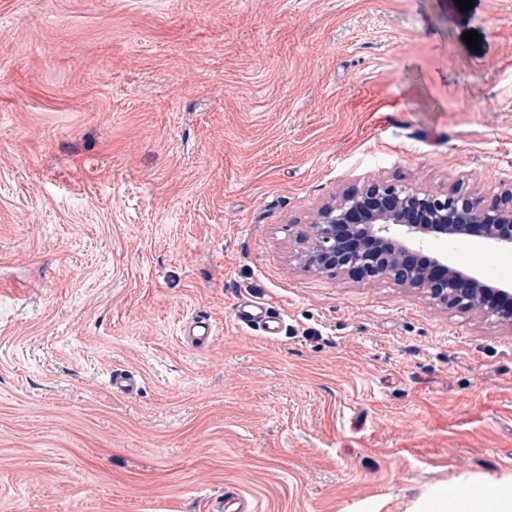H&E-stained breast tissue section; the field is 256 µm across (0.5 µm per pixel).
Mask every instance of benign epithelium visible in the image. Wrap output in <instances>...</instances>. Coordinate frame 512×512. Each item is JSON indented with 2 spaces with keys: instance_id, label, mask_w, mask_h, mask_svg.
<instances>
[{
  "instance_id": "benign-epithelium-1",
  "label": "benign epithelium",
  "mask_w": 512,
  "mask_h": 512,
  "mask_svg": "<svg viewBox=\"0 0 512 512\" xmlns=\"http://www.w3.org/2000/svg\"><path fill=\"white\" fill-rule=\"evenodd\" d=\"M450 235L477 236L489 250L512 249V189L487 204L459 190L368 182L320 209L300 258L318 270L423 289L448 309L512 327L511 288L489 285L476 271L429 253L430 240ZM433 267L440 274H432Z\"/></svg>"
}]
</instances>
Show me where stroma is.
Returning <instances> with one entry per match:
<instances>
[{
	"label": "stroma",
	"mask_w": 512,
	"mask_h": 512,
	"mask_svg": "<svg viewBox=\"0 0 512 512\" xmlns=\"http://www.w3.org/2000/svg\"><path fill=\"white\" fill-rule=\"evenodd\" d=\"M371 181L512 187V0H0V512L512 487V328L298 258ZM438 247L512 283L510 249ZM233 315L239 323L257 326L265 336H277L282 331V318L263 301L240 299L234 307Z\"/></svg>",
	"instance_id": "35a3bbf8"
}]
</instances>
